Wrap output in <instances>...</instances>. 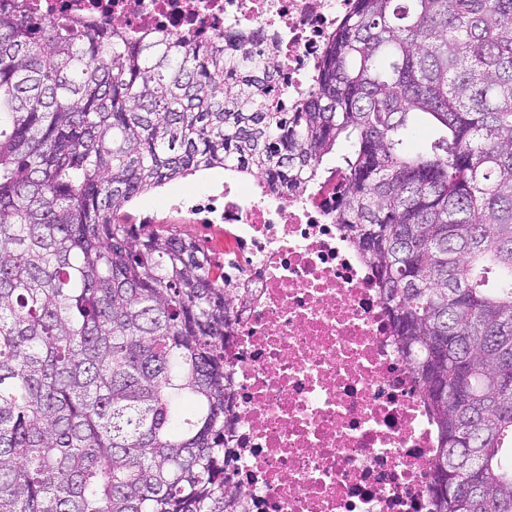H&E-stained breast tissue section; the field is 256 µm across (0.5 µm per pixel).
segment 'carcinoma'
<instances>
[{"instance_id": "carcinoma-1", "label": "carcinoma", "mask_w": 512, "mask_h": 512, "mask_svg": "<svg viewBox=\"0 0 512 512\" xmlns=\"http://www.w3.org/2000/svg\"><path fill=\"white\" fill-rule=\"evenodd\" d=\"M243 40L0 0V512H249L232 294L192 237L116 217L217 167L309 188L342 140L336 223L436 430L430 512H512V0H355L289 112Z\"/></svg>"}]
</instances>
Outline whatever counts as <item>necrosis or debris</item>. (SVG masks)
<instances>
[{"instance_id": "4bbe7bcc", "label": "necrosis or debris", "mask_w": 512, "mask_h": 512, "mask_svg": "<svg viewBox=\"0 0 512 512\" xmlns=\"http://www.w3.org/2000/svg\"><path fill=\"white\" fill-rule=\"evenodd\" d=\"M44 16L119 23L136 42L206 47L229 33L274 44L280 84H310L353 0H37ZM333 179L284 198L225 182L169 205L225 287L233 480L249 512H429L436 436L397 351L375 276L340 225Z\"/></svg>"}]
</instances>
